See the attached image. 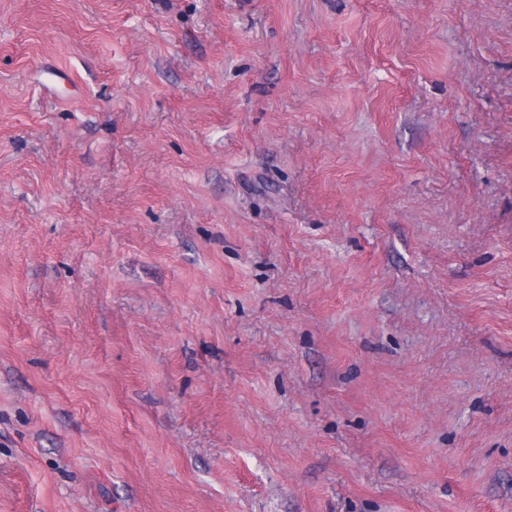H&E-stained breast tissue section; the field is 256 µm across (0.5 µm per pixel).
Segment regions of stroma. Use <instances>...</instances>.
<instances>
[{"label":"stroma","mask_w":512,"mask_h":512,"mask_svg":"<svg viewBox=\"0 0 512 512\" xmlns=\"http://www.w3.org/2000/svg\"><path fill=\"white\" fill-rule=\"evenodd\" d=\"M0 512H512V0H0Z\"/></svg>","instance_id":"35a3bbf8"}]
</instances>
